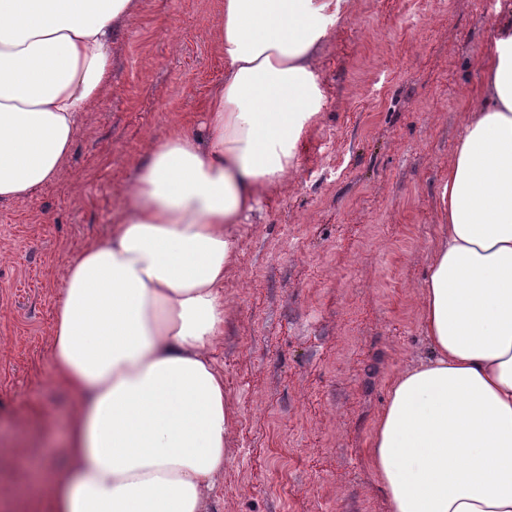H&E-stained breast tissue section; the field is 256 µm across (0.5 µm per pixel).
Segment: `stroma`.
<instances>
[{
  "instance_id": "35a3bbf8",
  "label": "stroma",
  "mask_w": 512,
  "mask_h": 512,
  "mask_svg": "<svg viewBox=\"0 0 512 512\" xmlns=\"http://www.w3.org/2000/svg\"><path fill=\"white\" fill-rule=\"evenodd\" d=\"M322 44L321 119L258 203L224 280L215 352L236 418L208 512H390L365 462L388 380L425 350L418 284L482 50L505 0H348ZM219 0H140L58 177L0 201V512H49L33 466L63 463L78 395L50 381L66 265L103 239L137 162L203 123L224 81Z\"/></svg>"
}]
</instances>
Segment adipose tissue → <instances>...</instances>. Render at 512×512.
Here are the masks:
<instances>
[{
  "mask_svg": "<svg viewBox=\"0 0 512 512\" xmlns=\"http://www.w3.org/2000/svg\"><path fill=\"white\" fill-rule=\"evenodd\" d=\"M347 0H221L224 82L199 132L154 141L111 230L67 265L53 376L80 397L54 512H207L236 421L216 366L236 229L295 168L317 52ZM138 0H0V200L67 158ZM441 183L419 283L430 349L390 381L367 448L391 512H512V14Z\"/></svg>",
  "mask_w": 512,
  "mask_h": 512,
  "instance_id": "adipose-tissue-1",
  "label": "adipose tissue"
}]
</instances>
